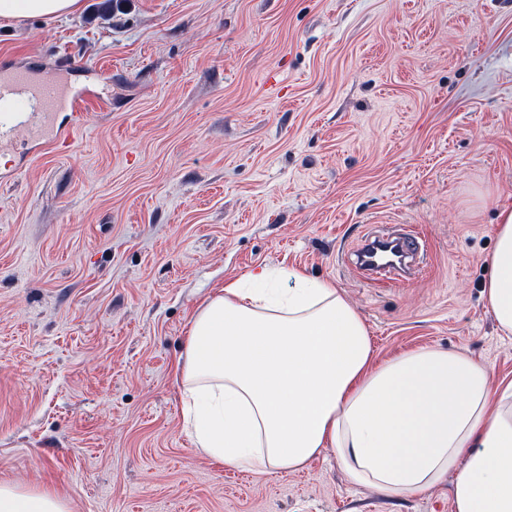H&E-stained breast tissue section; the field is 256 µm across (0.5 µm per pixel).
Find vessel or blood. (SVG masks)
Masks as SVG:
<instances>
[{"label":"vessel or blood","instance_id":"vessel-or-blood-1","mask_svg":"<svg viewBox=\"0 0 512 512\" xmlns=\"http://www.w3.org/2000/svg\"><path fill=\"white\" fill-rule=\"evenodd\" d=\"M25 98L35 99L37 109L0 116V144L11 142L15 128L20 126L32 142L40 144L52 139L60 146H68V136L56 135L54 127L55 114L62 110L71 113L72 131H79L85 124L88 100L75 94L68 83L54 80L38 84L23 71L0 75V102ZM420 253L418 234L411 228L396 235L368 236L357 246L355 268L364 274L394 280L410 269Z\"/></svg>","mask_w":512,"mask_h":512}]
</instances>
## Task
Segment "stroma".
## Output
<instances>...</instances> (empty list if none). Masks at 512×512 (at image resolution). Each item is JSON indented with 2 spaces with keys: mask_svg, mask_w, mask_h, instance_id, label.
Segmentation results:
<instances>
[{
  "mask_svg": "<svg viewBox=\"0 0 512 512\" xmlns=\"http://www.w3.org/2000/svg\"><path fill=\"white\" fill-rule=\"evenodd\" d=\"M91 89L71 148L0 165V482L69 512H456L386 497L331 450L227 469L185 430L198 303L262 266L336 284L376 361L437 347L512 381L482 297L512 209V0H79L0 19V70ZM381 224L409 282L351 255ZM384 248L395 252L394 261L390 264L374 262L377 257L373 255ZM420 253L418 233L412 227L396 235L367 236L361 239L355 251V269L363 274H379L387 280H397L401 272L410 269Z\"/></svg>",
  "mask_w": 512,
  "mask_h": 512,
  "instance_id": "stroma-1",
  "label": "stroma"
}]
</instances>
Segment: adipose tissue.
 I'll return each mask as SVG.
<instances>
[{"mask_svg":"<svg viewBox=\"0 0 512 512\" xmlns=\"http://www.w3.org/2000/svg\"><path fill=\"white\" fill-rule=\"evenodd\" d=\"M78 0H0V18L48 19ZM483 295L512 338V211L492 227ZM267 268L204 298L179 365L198 452L236 470L292 471L323 449L350 482L388 496L454 479L456 512H512V383L460 352L420 348L378 363L336 286ZM0 512H66L43 490L0 483Z\"/></svg>","mask_w":512,"mask_h":512,"instance_id":"obj_1","label":"adipose tissue"}]
</instances>
